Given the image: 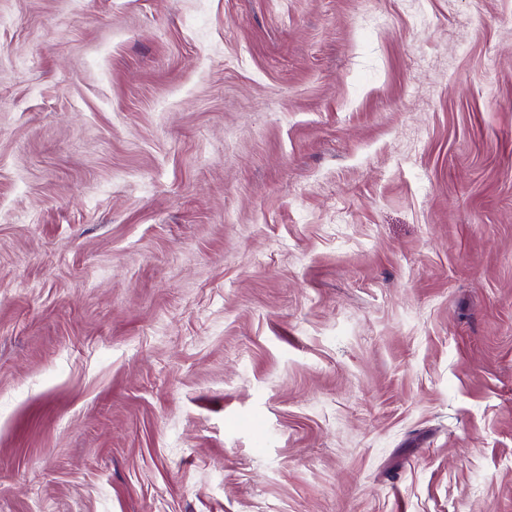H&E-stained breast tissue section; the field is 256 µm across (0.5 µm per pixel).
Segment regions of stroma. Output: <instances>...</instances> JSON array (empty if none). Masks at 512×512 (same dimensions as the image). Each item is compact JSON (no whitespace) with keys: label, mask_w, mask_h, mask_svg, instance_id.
Instances as JSON below:
<instances>
[{"label":"stroma","mask_w":512,"mask_h":512,"mask_svg":"<svg viewBox=\"0 0 512 512\" xmlns=\"http://www.w3.org/2000/svg\"><path fill=\"white\" fill-rule=\"evenodd\" d=\"M0 512H512V0H0Z\"/></svg>","instance_id":"35a3bbf8"}]
</instances>
